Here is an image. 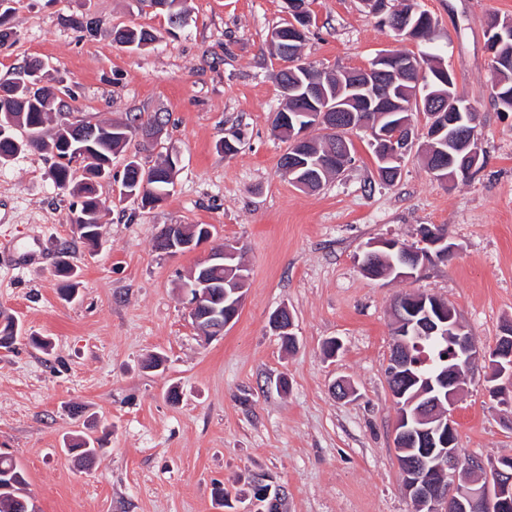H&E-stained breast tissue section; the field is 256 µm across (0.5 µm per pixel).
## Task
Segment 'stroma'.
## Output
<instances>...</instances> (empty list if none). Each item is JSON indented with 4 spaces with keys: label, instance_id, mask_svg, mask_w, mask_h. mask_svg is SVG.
I'll return each mask as SVG.
<instances>
[{
    "label": "stroma",
    "instance_id": "stroma-1",
    "mask_svg": "<svg viewBox=\"0 0 512 512\" xmlns=\"http://www.w3.org/2000/svg\"><path fill=\"white\" fill-rule=\"evenodd\" d=\"M436 20L431 42L478 119L483 169L438 181L416 141L394 184H384L365 132L355 161L317 191L279 167L288 143L274 131L285 103L283 67L269 36L287 18L285 0H186L187 21L130 0H15L14 38L0 44V83L25 62L44 64L45 83L69 91L66 114L89 123L160 118V144L132 138L112 158L147 167L178 157L173 194L152 208L98 194L101 240H80L68 222L74 198L50 177L53 158L28 151L0 164V320L23 334L0 348V454L18 464L40 512H218L252 474L287 492L283 512H412L393 448L397 411L386 378L392 304L402 293L451 305L479 348L490 351L512 321V112L498 111L485 22L512 18V0H419ZM307 66H367L383 51L419 53L361 0H308ZM88 13L105 25L156 29L143 51L72 29ZM244 132L237 153L217 145ZM170 224H211L208 245L175 255L155 248ZM438 225L454 253L431 256L413 277L367 278L363 247L392 238L414 246ZM237 244L249 269L245 300L223 335L203 336L178 285L210 249ZM29 251L40 263L10 267ZM77 274L65 299L59 261ZM294 316L286 349L268 324ZM50 340V352L32 340ZM338 340L336 357L325 344ZM357 394L333 397L338 378ZM475 368L456 403L462 454L512 456V405L486 395ZM77 436L98 441L88 468L68 453Z\"/></svg>",
    "mask_w": 512,
    "mask_h": 512
}]
</instances>
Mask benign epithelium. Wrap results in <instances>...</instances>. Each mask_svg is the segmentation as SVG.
<instances>
[{"label":"benign epithelium","mask_w":512,"mask_h":512,"mask_svg":"<svg viewBox=\"0 0 512 512\" xmlns=\"http://www.w3.org/2000/svg\"><path fill=\"white\" fill-rule=\"evenodd\" d=\"M286 4L291 25L286 33L280 27L271 31L270 40L275 46L296 41L299 35L307 32L311 23L307 0H286ZM368 5L373 14L390 24L399 38L429 39L433 34L434 25L429 23L426 13L415 23H410L412 14L419 12L414 6L393 22L386 0H370ZM395 60L396 54L382 53L367 67L336 74L342 91L346 93L345 101L352 103L360 99L364 102V108L358 111L330 102L314 72L301 74L291 93L308 102L319 98L321 104L302 113V121H293L286 113L278 120V124L289 126L291 141L297 148L296 161L285 167V172L296 186L307 187V180L297 172L304 168L302 157L311 154L312 142L308 131L313 127L343 125L348 129L368 130L378 162L377 169L384 170L403 163L412 148L413 122L401 119L381 126L369 121L363 113L381 112L387 117L416 108L429 119L424 129L429 141L455 124L453 114L448 112V94L430 91L434 81L444 86L451 84L452 74L448 68L442 64L431 75L413 62L395 65ZM57 130L63 134V140L70 143L74 139L92 138L97 127L64 121ZM349 142L348 137H342L336 142V150L331 155L336 162V170L340 172L353 162ZM471 145L472 140L464 138L456 143L458 170L463 175L473 172L478 165L479 155L469 149ZM211 237L212 233L206 227L170 224L156 242V249L168 254L194 251ZM419 237L422 248L409 251L403 256V263L415 267L432 249L438 254L454 251L453 244L447 243V236L436 227H423ZM399 247V242L394 239H380L368 245L362 268H376L382 251H393ZM237 254L236 247L224 245V249L209 254L194 269L188 281L180 284L189 316L207 337L223 334L242 307L247 278L237 271V266L229 264ZM221 268L225 270L224 287L215 289L209 273ZM428 300L424 295L404 293L396 299L393 308L394 343L389 359L388 384L399 407L393 445L403 453L399 460L403 490L414 503L416 512H499L512 502V457H502L487 465L480 458L461 455L457 448L452 409L466 374L481 361L484 362L489 397L504 402L512 396V323L503 324L495 347L484 352L473 337L464 332L454 309L435 298L429 300L435 315L416 326L412 325L409 314ZM269 324L283 339L295 340L294 318L288 308L275 311ZM432 335L441 336L445 343V366L434 379L428 380L426 389L408 397L401 379L408 374V369L419 367L414 350L420 347L421 340ZM0 495L19 503L24 512H37L30 496L16 489L12 482L0 484ZM247 498L253 506L265 500V508L259 512H282L284 490L279 486L273 487L268 476L257 474L249 484Z\"/></svg>","instance_id":"7a95c632"}]
</instances>
